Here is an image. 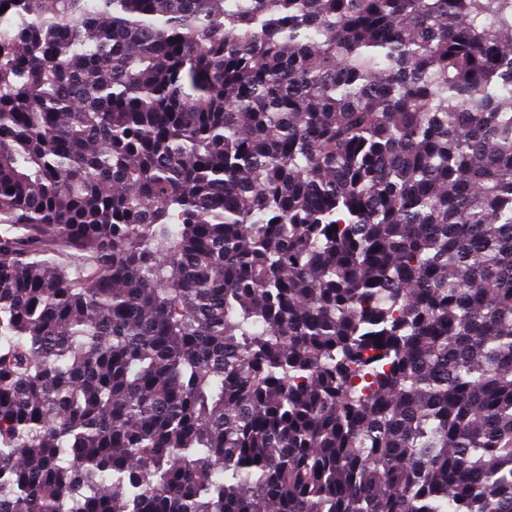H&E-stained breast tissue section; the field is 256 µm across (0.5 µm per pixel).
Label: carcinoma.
I'll use <instances>...</instances> for the list:
<instances>
[{
	"label": "carcinoma",
	"mask_w": 512,
	"mask_h": 512,
	"mask_svg": "<svg viewBox=\"0 0 512 512\" xmlns=\"http://www.w3.org/2000/svg\"><path fill=\"white\" fill-rule=\"evenodd\" d=\"M2 6L0 512H512V0Z\"/></svg>",
	"instance_id": "cac0c4a2"
}]
</instances>
